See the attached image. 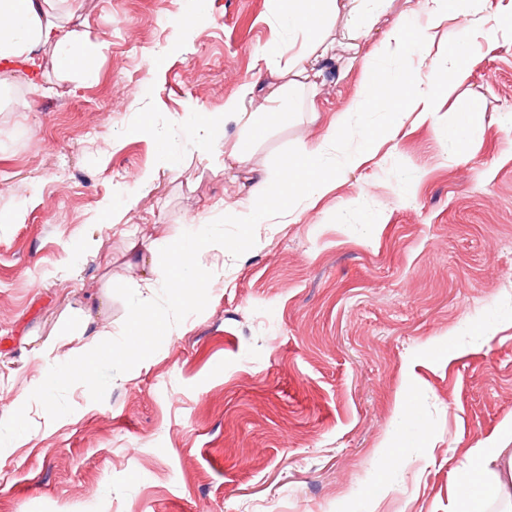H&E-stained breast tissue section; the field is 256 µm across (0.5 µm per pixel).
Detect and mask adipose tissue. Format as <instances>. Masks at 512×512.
Segmentation results:
<instances>
[{"label":"adipose tissue","instance_id":"ef3b65f1","mask_svg":"<svg viewBox=\"0 0 512 512\" xmlns=\"http://www.w3.org/2000/svg\"><path fill=\"white\" fill-rule=\"evenodd\" d=\"M53 0H0V68L12 69L19 63L36 66L35 52L40 47L54 48L59 69L80 76L95 70L97 57L75 33L63 31L51 16ZM391 0H289L291 25L309 35L313 46L293 59L289 68L291 86L309 78L318 56L328 47L319 33L325 23L339 11L358 16L388 8ZM369 77L362 98L355 104L358 112H383L387 115L386 131L398 133L409 114L427 120L436 99L434 89L422 88L417 70L392 76L376 66H369ZM343 121H336L322 142L303 153L290 156L278 173L256 182L251 190L254 209L245 214L228 208L224 216L234 224L257 221L288 224L294 221L299 203L314 204L327 190L329 181L322 173L327 145L341 139ZM217 238L208 224L191 226L182 240L163 245V255L172 269L171 276L146 279V288H158L168 295L171 309L183 314L185 300L195 298L208 285V274L197 266L201 252L213 250ZM194 276H186V269ZM466 491L459 496L455 512H487L491 503L512 488V454L502 448H481L474 466L464 475Z\"/></svg>","mask_w":512,"mask_h":512}]
</instances>
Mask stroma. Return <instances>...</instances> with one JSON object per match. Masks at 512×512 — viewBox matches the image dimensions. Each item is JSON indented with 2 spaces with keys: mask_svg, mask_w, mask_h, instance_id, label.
I'll return each mask as SVG.
<instances>
[{
  "mask_svg": "<svg viewBox=\"0 0 512 512\" xmlns=\"http://www.w3.org/2000/svg\"><path fill=\"white\" fill-rule=\"evenodd\" d=\"M393 0L347 49L346 12L322 34L317 112L266 123L238 174L198 147V122L242 133L224 104H264L301 52L286 0H60L59 24L100 50L97 73L6 72L0 99V512H448L479 448L512 449V39L495 10L448 78L437 42L422 83L432 121H406L361 168L332 175L288 224H252L211 271L200 307L136 362L99 357L93 332L130 323L142 269L130 244L179 240L351 111L344 151L383 126L352 112L365 62L402 73L416 49L382 51L407 10ZM471 126L456 135L463 114ZM166 142L169 165L159 166ZM158 167L139 184L128 171ZM96 360V377L54 392L59 359ZM417 413L402 420L404 407Z\"/></svg>",
  "mask_w": 512,
  "mask_h": 512,
  "instance_id": "stroma-1",
  "label": "stroma"
}]
</instances>
